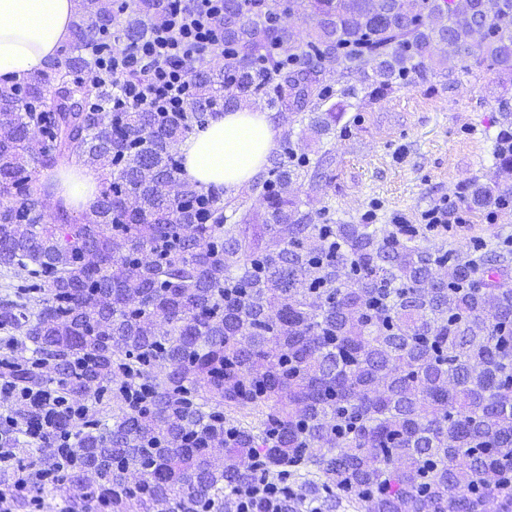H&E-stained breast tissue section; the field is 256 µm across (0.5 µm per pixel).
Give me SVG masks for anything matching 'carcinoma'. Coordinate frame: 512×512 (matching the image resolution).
I'll list each match as a JSON object with an SVG mask.
<instances>
[{
    "label": "carcinoma",
    "instance_id": "carcinoma-1",
    "mask_svg": "<svg viewBox=\"0 0 512 512\" xmlns=\"http://www.w3.org/2000/svg\"><path fill=\"white\" fill-rule=\"evenodd\" d=\"M244 23L224 28L217 69L194 101L263 99L336 129L346 99L326 105L323 82L364 74L381 98L440 50L442 76L471 60L512 74V0H287L309 19L294 31L270 0H224ZM112 25L100 0H78L63 69ZM136 17L126 41L146 37ZM306 49L279 66L276 46ZM50 75L4 87L0 109V367L19 388L53 387L91 401L46 438H73V465L43 442L0 429L28 459L0 472V492L37 469L81 486L86 512H224V489L292 478L286 512H512V253L473 257L400 239L374 224H332L302 210L294 185L326 177L334 158L296 154L291 134L266 174L235 194L181 173L180 142L209 114L162 122L150 110L110 112L112 88L78 80L43 112ZM81 164L101 174L92 213L73 220L55 182L30 170ZM478 209L512 185L469 184ZM147 472L138 487L125 472ZM501 474L497 485L483 474Z\"/></svg>",
    "mask_w": 512,
    "mask_h": 512
}]
</instances>
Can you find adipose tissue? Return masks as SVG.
Listing matches in <instances>:
<instances>
[{
	"label": "adipose tissue",
	"instance_id": "ef3b65f1",
	"mask_svg": "<svg viewBox=\"0 0 512 512\" xmlns=\"http://www.w3.org/2000/svg\"><path fill=\"white\" fill-rule=\"evenodd\" d=\"M77 0H0V76L23 78L49 67L70 39ZM279 131L267 113L230 109L179 145L184 180L233 190L256 178L276 149ZM71 210L91 212L98 175L81 168L56 171Z\"/></svg>",
	"mask_w": 512,
	"mask_h": 512
}]
</instances>
